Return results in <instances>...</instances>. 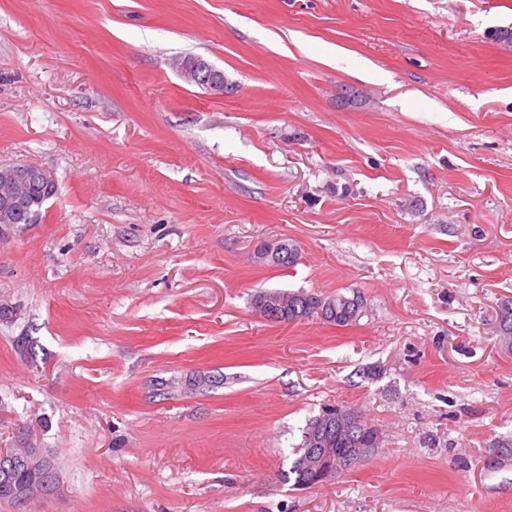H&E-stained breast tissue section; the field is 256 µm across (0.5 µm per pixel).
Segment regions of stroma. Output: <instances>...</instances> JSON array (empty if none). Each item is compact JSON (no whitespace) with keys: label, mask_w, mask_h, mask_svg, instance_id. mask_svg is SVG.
Instances as JSON below:
<instances>
[{"label":"stroma","mask_w":512,"mask_h":512,"mask_svg":"<svg viewBox=\"0 0 512 512\" xmlns=\"http://www.w3.org/2000/svg\"><path fill=\"white\" fill-rule=\"evenodd\" d=\"M0 164L57 185L0 236V446L58 476L27 512H512V0H0ZM328 405L382 445L295 488ZM198 57V58H191ZM186 59L180 65L179 69L183 78L193 84L203 83L209 90L221 91L218 92L223 94L224 92V74L220 70H217L213 65L199 58V56H184ZM183 58V59H184ZM223 91V92H222ZM350 298L342 293H336L327 298H321L320 296L308 294L304 291H284V290H267L259 292L254 300L255 307L259 303H267L270 305H276L281 312L282 317L277 322H293L297 320L307 319L314 314H319L318 308H322L321 301L328 302V309L324 311L323 319L329 323L336 324L338 326H348L357 320L360 313V306L362 301L354 299L356 310H359L356 315L352 316L350 309H346V301L343 299ZM333 303L336 310V317L330 318L329 307ZM336 415V408H325L322 409L319 415H316L310 419H308L305 427L302 430L301 435V442L296 446V448L293 451L294 458L291 462V466L288 470V480L290 481V475H294V484L293 486L299 487L301 489H307L312 488L317 485L323 484V482H314L315 479L311 476V471L305 469L300 463H299V456L307 447V434L310 432V430L313 428V426L318 422L320 417H326L328 415Z\"/></svg>","instance_id":"stroma-1"}]
</instances>
